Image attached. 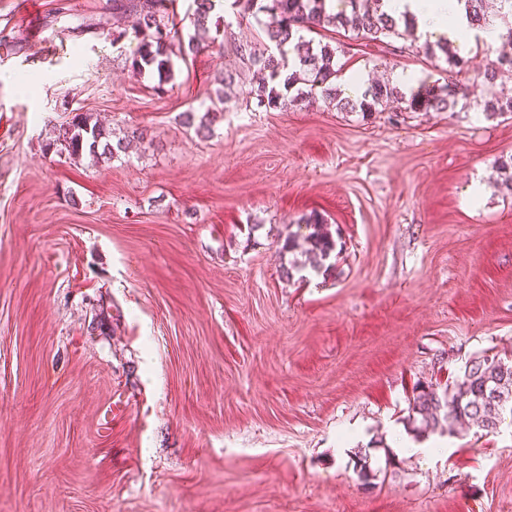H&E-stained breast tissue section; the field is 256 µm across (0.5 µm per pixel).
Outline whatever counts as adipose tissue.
I'll list each match as a JSON object with an SVG mask.
<instances>
[{
	"label": "adipose tissue",
	"mask_w": 512,
	"mask_h": 512,
	"mask_svg": "<svg viewBox=\"0 0 512 512\" xmlns=\"http://www.w3.org/2000/svg\"><path fill=\"white\" fill-rule=\"evenodd\" d=\"M382 8L396 16H414L416 30L425 39L444 36L464 44L472 34L459 0H383Z\"/></svg>",
	"instance_id": "obj_1"
}]
</instances>
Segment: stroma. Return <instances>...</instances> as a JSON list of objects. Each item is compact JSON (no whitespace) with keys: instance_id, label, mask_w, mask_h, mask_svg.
<instances>
[{"instance_id":"obj_1","label":"stroma","mask_w":512,"mask_h":512,"mask_svg":"<svg viewBox=\"0 0 512 512\" xmlns=\"http://www.w3.org/2000/svg\"><path fill=\"white\" fill-rule=\"evenodd\" d=\"M0 0V512H512V425L426 462L396 453L418 384L512 360V114L204 112L229 44L134 71L112 0H42L68 52L31 58ZM346 71L448 80L423 41L337 35ZM79 110L114 137L94 163L49 149ZM335 249L306 266L305 220ZM291 277H283V269ZM368 449L377 474L352 462ZM228 96L225 92L218 90L217 94V103L224 104L226 103ZM213 101V107L207 108V110L200 116H197V112H184L182 115V121L188 128H195V132L197 136L206 137L211 133L212 124L219 114L218 104Z\"/></svg>"}]
</instances>
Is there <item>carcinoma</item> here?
Wrapping results in <instances>:
<instances>
[{
  "label": "carcinoma",
  "mask_w": 512,
  "mask_h": 512,
  "mask_svg": "<svg viewBox=\"0 0 512 512\" xmlns=\"http://www.w3.org/2000/svg\"><path fill=\"white\" fill-rule=\"evenodd\" d=\"M192 24L200 39L210 33L224 34V16L216 12L215 0H193ZM498 17L503 24L502 37L512 42V0H499ZM469 25L480 29L490 24L485 10V0H463ZM174 0H112V41L125 37L120 21L127 16L136 20L135 33L139 39L131 66L141 72L158 76L157 89H164L174 78L172 46L179 37L174 22ZM239 22L263 13L268 21L263 23L265 38L275 51L258 54L249 45L234 46L240 68L253 72L255 79L248 95L257 106L302 109L322 98L335 105L340 112H377L390 109L394 112H454L466 108L473 99L489 117L512 113V100L497 97L492 88L500 68H512V57H503L499 66L488 67L482 73L483 95L478 97L470 86L458 76L474 67L473 59L466 58L452 49L449 41H437L436 46L445 56L452 77L448 83L437 85L421 93L405 96L399 88L384 82L369 86L357 99L341 97L338 80L343 65L338 63V47L328 42L314 43L305 39V33L316 29H343L369 41L383 38L405 39L414 36V24L404 18H395L384 10H368L360 0H345V9L329 13L325 0H233ZM228 96L217 94V105L202 115L186 112L183 123L195 128L200 137L211 133L212 124L219 113L218 105L225 104ZM60 153L72 160L89 156L92 159H112L126 150L123 140H112V129L84 113H77L56 140ZM310 229L308 237L315 247L309 252L308 262L315 268L322 265L335 242L330 238L327 225L313 214L306 219ZM512 415V360L487 354L473 358L465 366L463 375L452 386L429 384L413 396L409 407L408 423L412 430L425 435L452 430L456 422L469 419L487 432L497 430L505 422V414ZM354 468L363 484H371L376 473L371 467L370 454L361 450L354 456Z\"/></svg>",
  "instance_id": "carcinoma-1"
}]
</instances>
